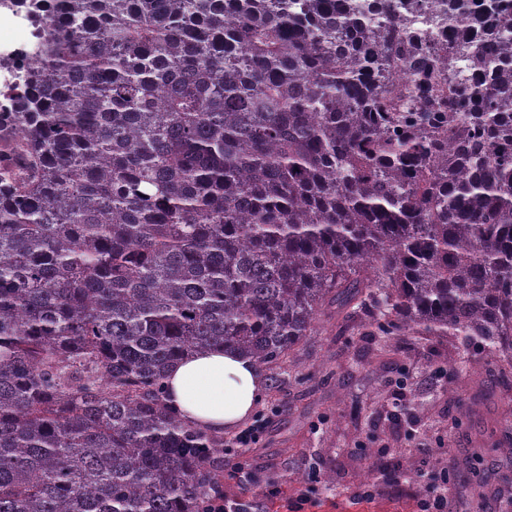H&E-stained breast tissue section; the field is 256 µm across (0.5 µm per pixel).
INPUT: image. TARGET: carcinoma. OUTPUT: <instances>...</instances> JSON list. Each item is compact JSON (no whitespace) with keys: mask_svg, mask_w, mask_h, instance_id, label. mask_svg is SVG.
Instances as JSON below:
<instances>
[{"mask_svg":"<svg viewBox=\"0 0 512 512\" xmlns=\"http://www.w3.org/2000/svg\"><path fill=\"white\" fill-rule=\"evenodd\" d=\"M13 2L0 512H214L167 366L330 302L512 374V0ZM32 30L25 13L0 8V56L11 55L24 45L30 49L35 42Z\"/></svg>","mask_w":512,"mask_h":512,"instance_id":"carcinoma-1","label":"carcinoma"}]
</instances>
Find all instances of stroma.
<instances>
[{
	"mask_svg": "<svg viewBox=\"0 0 512 512\" xmlns=\"http://www.w3.org/2000/svg\"><path fill=\"white\" fill-rule=\"evenodd\" d=\"M33 43L25 13L0 8V56ZM276 374L246 420L259 428L244 451L258 482L225 480L226 503L290 512L304 495L303 512H419L420 500L443 494L449 512H512V378L479 348L452 336H385L331 306ZM478 455L479 484L469 474ZM406 458L422 481L388 479ZM440 472L447 483H431ZM268 481L277 497L263 496ZM369 488L373 498L355 502Z\"/></svg>",
	"mask_w": 512,
	"mask_h": 512,
	"instance_id": "35a3bbf8",
	"label": "stroma"
}]
</instances>
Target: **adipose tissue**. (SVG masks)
Instances as JSON below:
<instances>
[{
	"instance_id": "obj_1",
	"label": "adipose tissue",
	"mask_w": 512,
	"mask_h": 512,
	"mask_svg": "<svg viewBox=\"0 0 512 512\" xmlns=\"http://www.w3.org/2000/svg\"><path fill=\"white\" fill-rule=\"evenodd\" d=\"M165 389L167 407L185 424L221 433L251 414L264 379L251 358L213 346L171 363Z\"/></svg>"
}]
</instances>
